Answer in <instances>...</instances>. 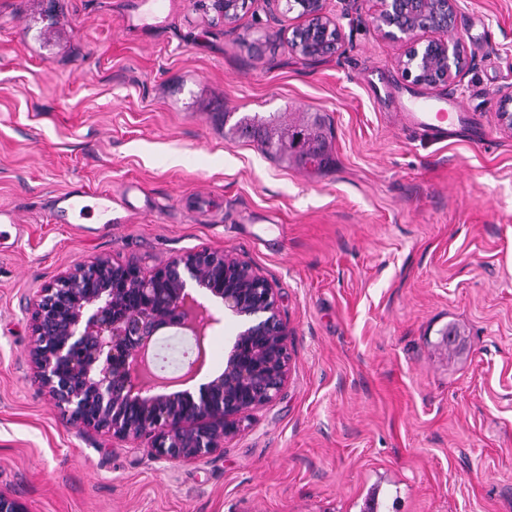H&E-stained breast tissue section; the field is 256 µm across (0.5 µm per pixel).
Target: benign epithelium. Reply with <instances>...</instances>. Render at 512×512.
I'll return each mask as SVG.
<instances>
[{
  "mask_svg": "<svg viewBox=\"0 0 512 512\" xmlns=\"http://www.w3.org/2000/svg\"><path fill=\"white\" fill-rule=\"evenodd\" d=\"M373 22L402 44L401 77L417 86L458 82L464 68L458 44L448 41L458 0H376ZM241 0H211L234 22ZM306 22L290 45L303 56L336 52L342 30L327 0H296ZM240 321L224 370L189 389L160 391L147 355L164 328H179L205 363L208 331L221 323L208 306ZM31 363L41 389L74 425L118 441L150 438L155 460L205 457L239 430L248 412L269 403L288 379V324L276 285L251 266L207 249L188 252L145 274L133 264L99 257L48 282L31 305ZM0 512H28L18 497L0 492Z\"/></svg>",
  "mask_w": 512,
  "mask_h": 512,
  "instance_id": "1",
  "label": "benign epithelium"
}]
</instances>
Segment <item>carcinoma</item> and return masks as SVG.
<instances>
[{"instance_id": "1", "label": "carcinoma", "mask_w": 512, "mask_h": 512, "mask_svg": "<svg viewBox=\"0 0 512 512\" xmlns=\"http://www.w3.org/2000/svg\"><path fill=\"white\" fill-rule=\"evenodd\" d=\"M247 133L252 134L260 150L275 161L306 167L308 158L313 156L315 164L312 169L315 171L328 164L325 121L319 116L285 124L279 112L245 113L224 132V136L234 138Z\"/></svg>"}]
</instances>
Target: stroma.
I'll return each instance as SVG.
<instances>
[{
  "label": "stroma",
  "instance_id": "obj_1",
  "mask_svg": "<svg viewBox=\"0 0 512 512\" xmlns=\"http://www.w3.org/2000/svg\"><path fill=\"white\" fill-rule=\"evenodd\" d=\"M327 6L344 39L313 61L282 0L230 24L208 0H0V208L26 227L0 224V491L29 512H512V0H460L452 88L402 79L373 0ZM452 91L486 138L404 126V104ZM284 110L329 124L324 171L224 136L225 113ZM131 183L112 224L50 221L59 193ZM199 249L275 281L288 381L223 448L158 462L41 391L29 307L74 265L148 272ZM237 331L230 316L210 330L188 389Z\"/></svg>",
  "mask_w": 512,
  "mask_h": 512
}]
</instances>
